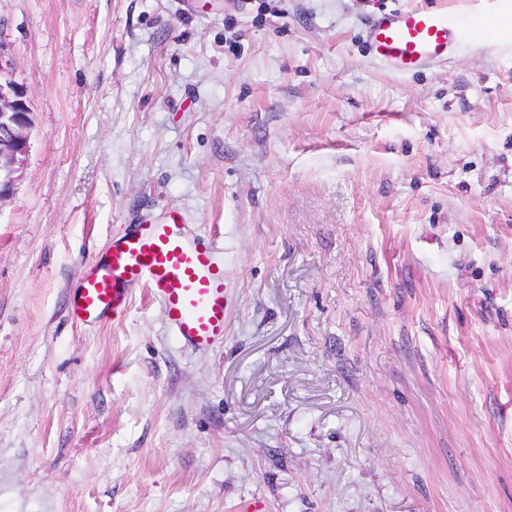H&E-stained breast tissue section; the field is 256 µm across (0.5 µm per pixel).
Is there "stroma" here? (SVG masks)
Instances as JSON below:
<instances>
[{"mask_svg":"<svg viewBox=\"0 0 512 512\" xmlns=\"http://www.w3.org/2000/svg\"><path fill=\"white\" fill-rule=\"evenodd\" d=\"M448 7V61L363 38ZM30 148L0 201V512H512V0H0ZM182 212L224 342L85 264ZM466 34V23L448 10L409 7L381 14L366 38L380 63L406 74L448 60Z\"/></svg>","mask_w":512,"mask_h":512,"instance_id":"obj_1","label":"stroma"}]
</instances>
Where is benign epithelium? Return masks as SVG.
<instances>
[{
	"label": "benign epithelium",
	"mask_w": 512,
	"mask_h": 512,
	"mask_svg": "<svg viewBox=\"0 0 512 512\" xmlns=\"http://www.w3.org/2000/svg\"><path fill=\"white\" fill-rule=\"evenodd\" d=\"M30 129L25 91L13 81L0 80V200L13 191L29 149Z\"/></svg>",
	"instance_id": "benign-epithelium-1"
}]
</instances>
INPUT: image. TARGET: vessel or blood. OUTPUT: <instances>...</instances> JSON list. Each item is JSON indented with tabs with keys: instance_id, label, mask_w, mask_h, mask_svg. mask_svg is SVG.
I'll return each mask as SVG.
<instances>
[{
	"instance_id": "1",
	"label": "vessel or blood",
	"mask_w": 512,
	"mask_h": 512,
	"mask_svg": "<svg viewBox=\"0 0 512 512\" xmlns=\"http://www.w3.org/2000/svg\"><path fill=\"white\" fill-rule=\"evenodd\" d=\"M466 34V23L448 11L409 7L381 14L366 38L380 63L406 74L447 60ZM223 252L214 239L189 234L176 210L162 223L127 225L113 237L107 253L86 267L73 298V315L86 323L121 315L129 285L138 282L161 303L175 336L185 344L198 350L223 344Z\"/></svg>"
}]
</instances>
